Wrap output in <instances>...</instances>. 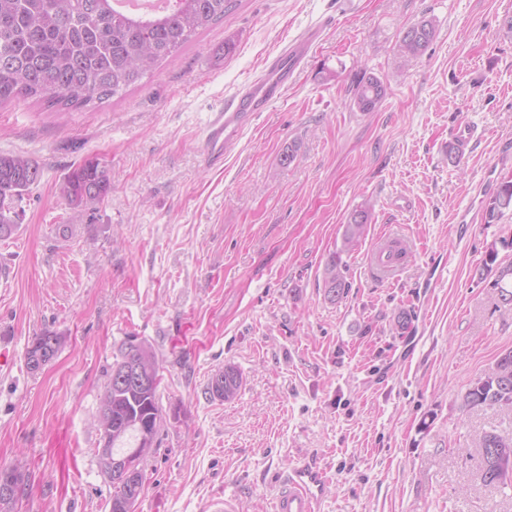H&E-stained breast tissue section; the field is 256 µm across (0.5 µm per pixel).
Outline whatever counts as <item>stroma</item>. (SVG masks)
I'll list each match as a JSON object with an SVG mask.
<instances>
[{"mask_svg":"<svg viewBox=\"0 0 512 512\" xmlns=\"http://www.w3.org/2000/svg\"><path fill=\"white\" fill-rule=\"evenodd\" d=\"M424 19L429 47L398 67L399 38ZM510 19L512 0H239L123 96L0 105V152L43 171L0 239V348L13 356L0 366V468H18L23 488L0 512H110L93 419L130 338L162 361L164 416L136 512H208L221 494L236 512H273L305 462L331 477L316 512H512V486L481 482L477 448L484 433L512 436V411L462 407L512 348V307L493 289L512 264V210L486 219L512 181ZM318 21L323 37L282 97L209 161L213 113ZM369 77L386 95L361 112L354 87ZM464 124L474 137L455 164ZM88 157L112 174L92 212L58 194ZM392 232L412 254L383 284L368 257ZM335 253L349 288L332 302ZM46 331L64 344L30 371ZM227 365L242 376L230 402L208 392ZM370 204L367 202L356 209L349 218L344 234V251L354 250L365 231V224L370 220Z\"/></svg>","mask_w":512,"mask_h":512,"instance_id":"stroma-1","label":"stroma"}]
</instances>
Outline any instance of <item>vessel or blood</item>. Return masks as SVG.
Here are the masks:
<instances>
[{
    "mask_svg": "<svg viewBox=\"0 0 512 512\" xmlns=\"http://www.w3.org/2000/svg\"><path fill=\"white\" fill-rule=\"evenodd\" d=\"M322 31V25H314L288 43L240 94L225 103L223 111L216 113L206 137L207 154L212 160H222L249 118L281 97L297 66L306 58L310 45ZM386 245V240L377 242L369 258V270L376 280L392 282L398 279L401 265L389 254ZM326 483L327 478L319 468L293 467L276 499L274 512H315Z\"/></svg>",
    "mask_w": 512,
    "mask_h": 512,
    "instance_id": "b4317fda",
    "label": "vessel or blood"
}]
</instances>
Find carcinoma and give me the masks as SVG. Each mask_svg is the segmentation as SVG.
Instances as JSON below:
<instances>
[{"label":"carcinoma","instance_id":"carcinoma-1","mask_svg":"<svg viewBox=\"0 0 512 512\" xmlns=\"http://www.w3.org/2000/svg\"><path fill=\"white\" fill-rule=\"evenodd\" d=\"M121 0H0V103L33 99L56 109H80L126 92L163 61L177 55L193 37L224 19L237 0H172L163 10L140 13L121 9ZM423 35L402 34L397 44L398 68L426 50L434 22L419 23ZM385 97L383 84L361 80L355 104L374 112ZM42 170L19 154L0 153V238L17 229L21 202L39 184ZM112 192L108 168L96 158L72 166L59 184V194L74 208L96 209ZM512 208V182L501 186L486 210L493 222ZM370 204L355 210L344 234V250H354L370 220ZM346 265L340 256L325 267L326 297L334 302L348 288ZM512 265L498 270L494 286L499 299L512 306ZM140 369L139 377L160 378L161 364L151 346L124 343L107 372L100 409L112 412V430L100 434L121 458L142 447L144 428L162 420L159 385L131 381L125 369ZM238 371L228 365L211 379L209 392L233 400L240 389ZM463 405L512 408V350L503 353L466 391ZM480 479L487 486L512 481V438L486 432L478 441Z\"/></svg>","mask_w":512,"mask_h":512}]
</instances>
